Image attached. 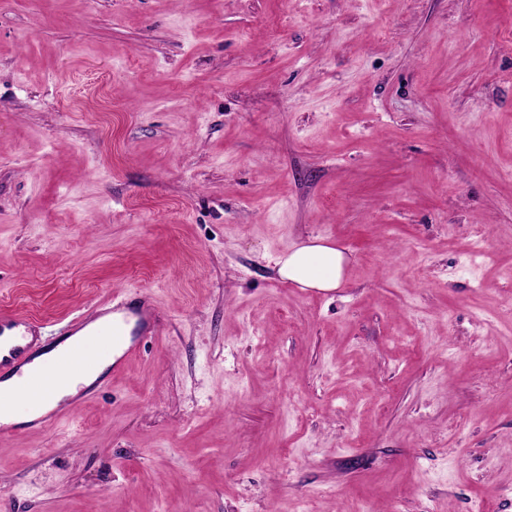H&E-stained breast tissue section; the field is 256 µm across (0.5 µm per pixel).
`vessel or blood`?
Instances as JSON below:
<instances>
[{
    "instance_id": "obj_1",
    "label": "vessel or blood",
    "mask_w": 512,
    "mask_h": 512,
    "mask_svg": "<svg viewBox=\"0 0 512 512\" xmlns=\"http://www.w3.org/2000/svg\"><path fill=\"white\" fill-rule=\"evenodd\" d=\"M100 323L108 327L122 347L120 362H127L140 349L142 337L157 335L161 330V316L156 301L147 294L121 293L109 296L98 303L88 318L66 323L44 324L45 336L70 337L90 324ZM34 358L33 342L29 338L28 319L15 311L0 309V381L20 373L25 364ZM101 383H93L79 390L78 394L64 405L32 420V428L47 430L55 426L78 404L96 396Z\"/></svg>"
}]
</instances>
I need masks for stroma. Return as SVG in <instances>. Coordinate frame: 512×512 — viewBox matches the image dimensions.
I'll return each mask as SVG.
<instances>
[{"label":"stroma","mask_w":512,"mask_h":512,"mask_svg":"<svg viewBox=\"0 0 512 512\" xmlns=\"http://www.w3.org/2000/svg\"><path fill=\"white\" fill-rule=\"evenodd\" d=\"M512 0H0V307L161 333L0 512H512ZM330 293L282 281L309 238ZM346 263L343 250L314 238L277 257L275 267L281 280L304 289L331 292L341 287Z\"/></svg>","instance_id":"1"}]
</instances>
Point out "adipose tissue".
<instances>
[{
  "instance_id": "ef3b65f1",
  "label": "adipose tissue",
  "mask_w": 512,
  "mask_h": 512,
  "mask_svg": "<svg viewBox=\"0 0 512 512\" xmlns=\"http://www.w3.org/2000/svg\"><path fill=\"white\" fill-rule=\"evenodd\" d=\"M346 263L347 257L343 250L314 238L277 257L275 267L281 280L304 289L331 292L341 287ZM73 347L84 349L86 366L82 371L72 374V383L67 390L56 392L55 397L59 400L67 395H75L79 387L94 382L108 367L109 357L120 354L119 348L114 347L111 336L103 332L100 325L95 324L70 337L63 342L61 348L41 353L34 359L32 366L46 376H53L54 372L61 369L57 361L61 350Z\"/></svg>"
}]
</instances>
